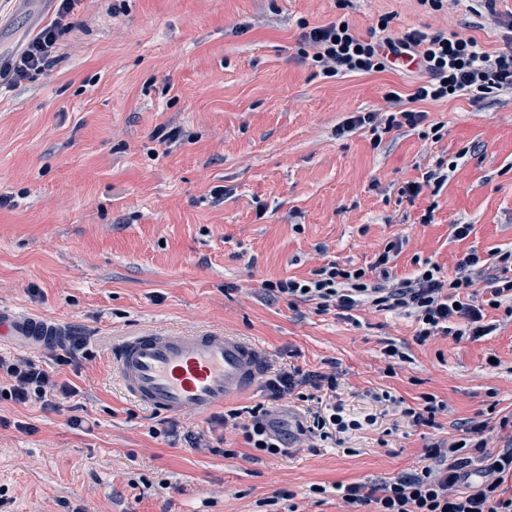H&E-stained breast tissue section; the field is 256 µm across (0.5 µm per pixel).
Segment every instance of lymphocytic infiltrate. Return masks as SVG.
Returning a JSON list of instances; mask_svg holds the SVG:
<instances>
[{
  "label": "lymphocytic infiltrate",
  "instance_id": "1",
  "mask_svg": "<svg viewBox=\"0 0 512 512\" xmlns=\"http://www.w3.org/2000/svg\"><path fill=\"white\" fill-rule=\"evenodd\" d=\"M54 20L44 26L23 49L14 54L0 79L16 86L42 77L52 78L60 59L59 41L72 30L78 0H55ZM302 38L313 47L312 60L324 77L337 78L349 73H374L401 64L417 65L426 74L407 100L441 101L469 95L480 99L489 94L512 97V45L498 53L485 51L478 41L457 32H427L410 29L396 36L365 39L356 34L348 21L338 20L311 28ZM390 108L385 112H361L349 118L344 128L370 126L372 131L389 133L402 127H417L426 118L424 112L402 108L404 98L397 92L385 96ZM399 252L398 243H389L370 269L343 267L328 263L314 277H292L268 282L269 291L288 301L314 302L319 313L350 316L363 306L379 310H404L418 324L416 340L426 343L436 335L467 338L473 341L492 333L485 324L486 308L505 309L512 315V252L495 260L467 253L458 263L456 274L442 280L441 268L425 264L412 277L392 281L390 265ZM0 371L10 379L7 394L18 404L41 402L43 408H55L56 395L77 396V388L58 382L52 370L29 361L0 356ZM307 385L321 391L336 390L332 373H313L293 367L271 375L264 388L270 401H278L296 388ZM250 422L240 429L246 444L269 456L283 453L285 445L269 418V411L258 405L250 410ZM486 422L472 420L462 439L428 445V463L382 485L337 484V496L350 507L375 505L376 512H512V496L499 492L506 477H512V448L490 455L485 448ZM480 453L483 465L481 482L474 490L463 492L459 486L471 473L468 458L459 457L460 449Z\"/></svg>",
  "mask_w": 512,
  "mask_h": 512
}]
</instances>
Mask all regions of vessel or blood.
<instances>
[{"label":"vessel or blood","mask_w":512,"mask_h":512,"mask_svg":"<svg viewBox=\"0 0 512 512\" xmlns=\"http://www.w3.org/2000/svg\"><path fill=\"white\" fill-rule=\"evenodd\" d=\"M59 332L49 318L0 308V344L41 350ZM113 359L124 393L167 414L223 405L249 390L264 364L257 348L216 331L144 330L123 340Z\"/></svg>","instance_id":"1"}]
</instances>
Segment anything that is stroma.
Returning a JSON list of instances; mask_svg holds the SVG:
<instances>
[{"label": "stroma", "instance_id": "35a3bbf8", "mask_svg": "<svg viewBox=\"0 0 512 512\" xmlns=\"http://www.w3.org/2000/svg\"><path fill=\"white\" fill-rule=\"evenodd\" d=\"M52 0H0V53L19 51L53 17ZM448 29L495 52L512 40V0L494 11H434L419 0H82L60 40L51 83L0 92V306L86 336L79 390L58 410L0 399V512H345L336 484L416 469L430 440H459L490 414L489 453L512 443V317L480 340H415L399 312L347 320L273 298L267 282L310 278L333 261L369 267L393 241L394 278L431 261L454 273L470 250L512 249V98L415 103L429 138L402 128L342 132L385 111L420 74L323 77L303 32L339 19L370 37ZM178 131L165 141L160 131ZM457 161L447 183L424 181ZM417 197L402 195L409 183ZM472 224L456 240L453 224ZM218 330L258 346L263 375L225 408L269 404L288 439L252 460L241 431L210 413L166 417L121 390L113 345L144 330ZM396 346L401 356L386 355ZM496 356L498 366L487 363ZM336 371V391L271 403L267 374ZM435 427L403 414L422 395ZM88 427L72 425L70 403ZM342 406L361 430L309 444L296 424ZM220 437L229 456L190 445Z\"/></svg>", "mask_w": 512, "mask_h": 512}]
</instances>
